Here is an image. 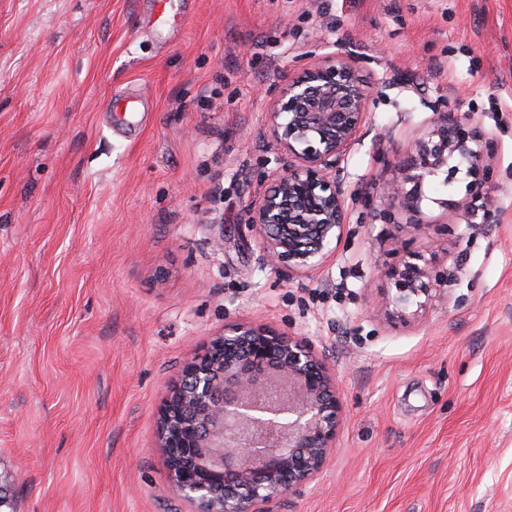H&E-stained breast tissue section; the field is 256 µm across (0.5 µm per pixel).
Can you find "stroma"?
<instances>
[{
    "mask_svg": "<svg viewBox=\"0 0 512 512\" xmlns=\"http://www.w3.org/2000/svg\"><path fill=\"white\" fill-rule=\"evenodd\" d=\"M174 10L183 26L159 30L142 0H0V485L16 512H195L170 488L159 407L236 321L307 342L343 403L326 465L272 512H512V0ZM328 53L371 83L368 117L342 242L292 279L240 219L272 185L274 98ZM131 96L137 123L114 131ZM437 112L492 138L486 199L438 176L420 210L377 215L365 196ZM410 250L449 268L448 302L395 325L368 302Z\"/></svg>",
    "mask_w": 512,
    "mask_h": 512,
    "instance_id": "obj_1",
    "label": "stroma"
}]
</instances>
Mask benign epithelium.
<instances>
[{"instance_id":"1","label":"benign epithelium","mask_w":512,"mask_h":512,"mask_svg":"<svg viewBox=\"0 0 512 512\" xmlns=\"http://www.w3.org/2000/svg\"><path fill=\"white\" fill-rule=\"evenodd\" d=\"M369 86L349 56L335 54L283 84L267 113L281 166L270 190L245 206V225L266 261L288 276L318 269L348 224L347 161L367 118ZM493 141L469 113L437 112L398 161L401 175L367 197L378 214L415 211L425 182L466 162V197L485 194ZM373 308L399 322L448 301V270L411 253L387 273ZM342 403L333 375L311 346L256 322L224 324L159 410V447L173 491L196 512H268L309 483L336 447Z\"/></svg>"}]
</instances>
